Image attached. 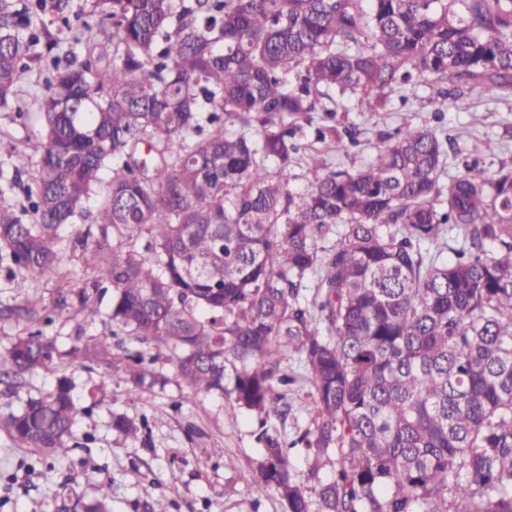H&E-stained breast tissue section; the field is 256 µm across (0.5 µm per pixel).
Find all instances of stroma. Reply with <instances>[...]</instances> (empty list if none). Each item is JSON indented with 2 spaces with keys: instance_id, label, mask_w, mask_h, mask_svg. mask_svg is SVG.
Returning a JSON list of instances; mask_svg holds the SVG:
<instances>
[{
  "instance_id": "obj_1",
  "label": "stroma",
  "mask_w": 512,
  "mask_h": 512,
  "mask_svg": "<svg viewBox=\"0 0 512 512\" xmlns=\"http://www.w3.org/2000/svg\"><path fill=\"white\" fill-rule=\"evenodd\" d=\"M423 86L392 93L387 111L369 112L358 95L339 97L338 126L355 125L361 147L356 163L369 162L380 144L379 132L401 124L427 125L448 139L450 156L468 157L474 141L491 142V152L480 155L488 173L500 165L512 166V96L492 100L472 94L449 105L442 122L431 109H418ZM100 320L83 319L72 311L56 313L45 327L69 348L75 336L88 339L109 333ZM59 372L71 376L75 396L84 399L87 382L100 384L102 406L78 418L77 445L68 458L39 459L23 448H12L0 432V449L12 448L9 470L0 469V512H58L61 496L90 499L99 488L112 490V512H144L145 502L171 495L170 512H287L275 493L253 494L251 485L263 458L253 432L256 420L247 411L231 410L224 396L211 394L186 399V388L173 383L164 388L131 391L120 375L102 364L87 367L64 363ZM58 372V373H59ZM312 388L299 376L288 390L289 411L275 424L287 438L300 434L310 421ZM121 412L148 421V442L132 441L113 431L110 415Z\"/></svg>"
}]
</instances>
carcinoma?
<instances>
[{
  "label": "carcinoma",
  "instance_id": "carcinoma-1",
  "mask_svg": "<svg viewBox=\"0 0 512 512\" xmlns=\"http://www.w3.org/2000/svg\"><path fill=\"white\" fill-rule=\"evenodd\" d=\"M54 8L55 33L47 0H0V110L31 62L51 66L23 187L32 219L0 207V268L22 297L0 319L33 327L0 354L5 391L107 361L112 337L132 336L133 389L170 382L152 368L167 349L188 395L256 417L253 492L275 490L288 512H313L292 476L299 444L318 512H512V167L490 177L474 159L445 183L444 142L409 124L359 168L315 148L353 159L359 132L334 124L349 89L371 112L419 83V108L436 113L474 90L511 95L512 0H92L74 20ZM298 157L300 194L287 179ZM95 193L101 238L77 237L93 274L50 310L29 290L64 277L54 240ZM68 308L111 334L61 350L43 326ZM288 352L313 388L311 422L289 443L270 424L288 413ZM73 390L57 378L0 414V431L66 457L76 416L99 404L100 387L87 406ZM111 424L146 438L143 417ZM110 501L102 487L75 506Z\"/></svg>",
  "mask_w": 512,
  "mask_h": 512
}]
</instances>
